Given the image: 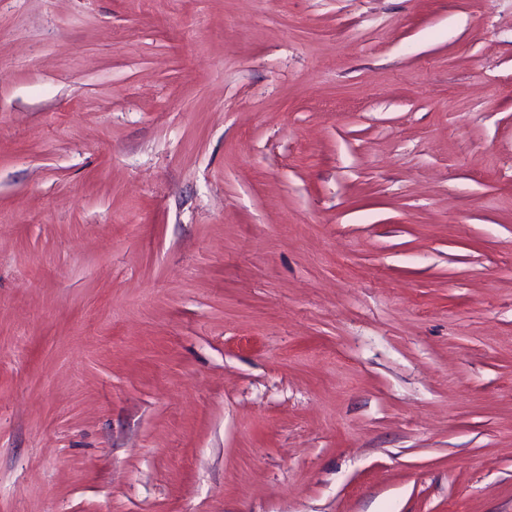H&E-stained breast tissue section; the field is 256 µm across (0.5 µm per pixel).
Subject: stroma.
I'll return each mask as SVG.
<instances>
[{"mask_svg":"<svg viewBox=\"0 0 512 512\" xmlns=\"http://www.w3.org/2000/svg\"><path fill=\"white\" fill-rule=\"evenodd\" d=\"M0 512H512V0H0Z\"/></svg>","mask_w":512,"mask_h":512,"instance_id":"35a3bbf8","label":"stroma"}]
</instances>
